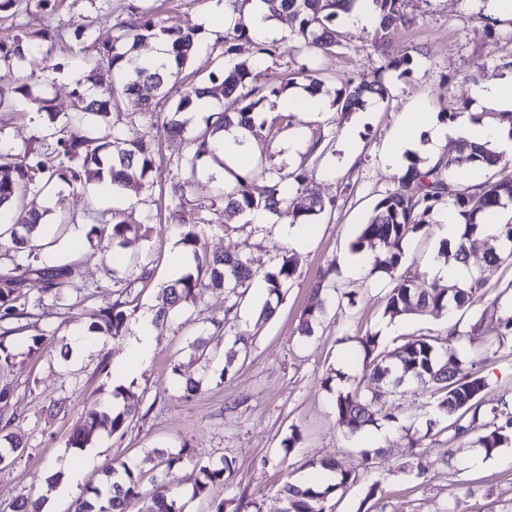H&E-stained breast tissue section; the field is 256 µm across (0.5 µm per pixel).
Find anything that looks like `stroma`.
I'll list each match as a JSON object with an SVG mask.
<instances>
[{
  "instance_id": "obj_1",
  "label": "stroma",
  "mask_w": 512,
  "mask_h": 512,
  "mask_svg": "<svg viewBox=\"0 0 512 512\" xmlns=\"http://www.w3.org/2000/svg\"><path fill=\"white\" fill-rule=\"evenodd\" d=\"M239 12V0H21L13 15L0 22V39L16 37L30 41L36 56H48L46 71L33 70L25 63L0 67V83L27 85L28 95H14L11 111L0 114L15 152L36 147L44 134L36 114L34 98L50 99L55 111L79 113L81 102L73 90L83 71L81 60L93 56V33L105 24L117 25L132 11L149 12L169 25L198 27L199 49L179 76L180 83L206 79L217 66L213 49L219 34L205 29L202 19L215 4ZM405 11L417 17L416 28L397 32L386 44L373 41L372 26L354 29L340 24L343 44L320 55L317 66L329 89L340 88L350 77L371 80L384 76L391 88L389 100L369 101L362 109L341 117L332 108L300 112L290 125L281 127L273 139L253 146L255 159L290 172L304 168L309 176L307 190L325 204L316 231L305 242L285 245L280 230L284 221L266 214L260 232L243 230L248 217L225 214L223 225L206 227L203 238L209 253H222L234 245L238 256L252 269L262 272L273 263L276 251L288 246L297 260V271L275 314L258 322L262 303L256 296L240 304L237 316L224 330L204 334V320L224 313V295L204 291L193 302L172 313L158 329L156 345L139 372L131 378L122 371L128 357V338L90 339L82 351L62 356V342L72 341L77 330L87 329V311L96 310L98 300L86 308L68 313L58 304H47L36 319L38 330L57 337L56 344L43 352L26 355L27 336L7 338L16 359L8 370H0V386L14 390L8 407L14 418L10 434L23 444L22 452L0 466V512L17 499L45 496L44 512H71L74 501L85 495L98 480L100 466L108 461H124L140 475L139 499L130 512H141L163 466L156 455L163 449L184 457L175 473L176 492L185 512H210L211 502L245 494L254 512H282L281 488L286 480H303L320 473V463L328 459L338 468L361 470V452L382 447L384 454L376 469L362 472L359 483L336 493L330 503L333 512H512V462L500 455L472 462L476 450L474 436L449 440L447 435L428 432L433 409L428 391L416 386L390 390L386 402L396 407L398 421L380 422L358 435L345 434L336 420L331 394L322 386L328 373H336L335 386L345 390L362 375L355 362L356 336L365 331L392 335L443 336L448 332L447 316L406 315L389 320L383 315L390 280L386 274H369L367 269L347 272L357 261L350 242L357 224L365 218L382 194L398 188L400 177L385 163L388 141L403 115L417 101L428 104L439 124L456 125L462 116L490 122L494 112L470 109L462 112L444 83L462 81L474 75L476 82L512 76V14L494 10L491 0H404ZM57 32L58 38L45 42L37 38L41 29ZM84 38H76V31ZM411 53L412 73H381L386 55ZM485 61L482 72H474L475 61ZM112 119L123 128L146 132L160 143V175L152 189L123 196L120 208L137 216L166 206L188 202L210 205L217 201L224 168L206 162L194 181H186L176 169V161L187 150L183 141L169 140L162 122L146 123L137 98L119 102ZM321 138L318 151H310L314 138ZM44 202L50 209V223H65L53 246L46 248L47 262L71 256L81 264V281L87 285L111 287L113 278H136L143 263L154 262L153 281L139 298L137 316L151 314L156 289L173 276V261L179 248L176 229L148 225L145 235L128 237L123 249L125 265L116 266L110 254L89 243L74 249L70 241L86 231L94 212L111 208V191L89 184L73 192L56 182ZM438 230L419 234L405 245L400 274L416 286L438 281L436 269L450 261L444 253ZM337 262L343 272L336 286L354 292V307L341 310L334 303H322L312 291L320 270ZM325 304L314 336L299 335L302 311L310 305ZM512 315V294H488L460 315L461 326L481 323L479 336H463L454 346L464 362H477L485 376L484 409H512V335L502 333V321ZM206 335L204 351L192 343ZM248 347L232 370L224 368V351L235 340ZM109 372H102V365ZM201 379L200 392L184 398L181 385L186 378ZM124 385L139 403V419L125 435L106 430L92 432L83 450L67 445L72 430L79 425L87 406L107 399L113 384ZM298 427L301 441L292 452H284L281 442L291 427ZM421 439L417 449L409 448V436ZM231 460V486H211L207 494L194 496L192 484L199 467ZM420 462L424 475L408 470ZM70 465L59 483L51 474L59 466ZM380 482L382 496L366 500L370 484Z\"/></svg>"
}]
</instances>
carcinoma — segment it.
Here are the masks:
<instances>
[{
	"instance_id": "obj_1",
	"label": "carcinoma",
	"mask_w": 512,
	"mask_h": 512,
	"mask_svg": "<svg viewBox=\"0 0 512 512\" xmlns=\"http://www.w3.org/2000/svg\"><path fill=\"white\" fill-rule=\"evenodd\" d=\"M267 17L282 24L292 23L291 35L296 49L306 62L282 79L257 84L258 68L275 58L276 41L256 42L255 59H238V41L250 36L251 28L242 19L224 32L218 42L220 60L208 80L193 83L183 89L170 112L165 116L169 135L184 139L186 121L183 115L204 105L211 95L212 84L218 82L224 96L234 98L237 109L224 112L213 122L205 121V128L187 140L188 150L179 158L177 169L192 181L208 159L216 158L218 145L224 142V131L238 126L252 133L255 139L268 137L275 121L263 120L255 124L252 114L268 96L281 98L286 90L296 84V79L306 81L307 94L318 97L323 93L324 79L315 67V59L321 53L330 52L341 45L338 23L362 0H262ZM373 11L374 38L385 41L400 28L414 24L402 9V0H368ZM148 39L165 40L170 46V65L154 67L140 60L135 51ZM96 56L85 60L84 80L76 84L74 94L83 103V116L74 119L60 116L47 99H37L38 114L46 118L55 129L51 141L41 142V147L56 154L58 169L48 172L36 157L21 156L13 152L4 125L0 124V239L9 245L0 263V367L10 366L16 354L4 343V338L30 327L35 312L48 302L65 298L67 287L81 278L77 260L46 266L41 264V253L53 244L46 240L48 211L42 205V196L56 181L71 188H85L92 181L103 180L109 174L112 198L119 199L129 191L145 188L146 178L155 171V147L144 133L128 134L112 122V109L121 97L135 96L143 101V115L151 121L155 113L152 98L158 95L195 54L198 29L194 26H168L147 13L136 14L130 20L109 28L94 38ZM30 54L29 46L17 37L10 43L0 42V58H16L23 62ZM112 70V84L100 87L89 96L84 82L95 80L100 66ZM413 57L409 53L387 61L385 69L405 76L412 70ZM389 97V86L383 78L373 81L352 77L336 90L332 101L335 112L349 113L365 105L367 100L381 101ZM465 151L471 163L468 182L456 181L453 170L459 164V156L447 152L443 158L429 165L417 154L407 156V169L401 186L380 198L367 218L357 225L351 242V251L365 256L369 250L382 246L384 256L376 255L368 260L370 273L383 272L390 277L391 287L386 295L384 316H398L427 312L438 316L453 307L466 311L477 302V290L486 284L480 277L471 281H455L446 285L432 284L428 288H416L411 280L396 275L405 255V244L413 236L426 231L437 223L439 213L453 207L462 219L461 242L455 247L456 259L466 262L467 256L479 247L486 248L488 265L496 270L512 268V224H501L496 239L498 244L486 247L485 235L488 218L496 209L512 204V179L491 182L484 178L487 170L497 166L501 155L489 145H475L462 138L457 143ZM260 180L262 192L256 194L252 185ZM307 181L303 170L283 173L263 163L251 166L243 175L220 192L224 207H189L180 202L167 206L168 217L164 223L179 232V244L190 254L195 272L175 277L162 285L156 295L154 323L164 325L170 313L203 289L222 290L235 298L224 311L222 318L210 319V325L218 330L231 321L255 279L266 284L268 296L281 298L296 274L294 257L283 253L275 255L271 269L258 274L235 252L228 249L222 254H209L201 243L204 228L224 224V213H251L263 210L290 224H312L325 210L321 199L307 194L305 203L289 200L290 192L301 190ZM416 185L418 191L409 195L406 189ZM138 231V224L128 215L112 222L106 215L89 225L87 238L107 250L122 245L127 234ZM338 273L331 264L313 284L316 294L331 291L333 275ZM151 275H142L128 282H113L115 293L122 297L112 305L91 314L94 322L91 330L106 339L125 335L127 325L135 311L137 296L134 284L146 288ZM324 312V307H308L300 317V334L310 337ZM454 335L406 336L393 340V346L384 343L381 336L370 331L355 337L362 358L364 375L355 386L339 391L333 398L338 422L349 433L357 434L377 424L378 420H395L396 410L384 401L377 400V390L384 385L398 388L414 381L431 392L436 418L429 422L428 430L437 433L452 432V438L483 431L477 439L485 454L512 440V413L481 410L482 393L486 382L476 365H462L456 357ZM110 397L122 400L118 409L112 403H97L84 412V422L89 428L107 427L112 434H124L138 418L139 407L130 401L127 389L119 384L112 387ZM164 465V479L145 503L143 512H183L184 505L173 489V470L181 464L182 457H173L162 449L155 450ZM322 467L335 474V480L325 486L287 483L283 486V512H333L329 504L331 495L355 485L359 475L340 470L333 462ZM98 485L87 490V496L79 497L72 505V512H125L128 502L140 497V477L125 462L107 463L101 470ZM233 477L232 462L225 460L219 465L199 468V477L193 486L198 496L210 486L221 483L230 485ZM41 499L22 498L10 505V512H42ZM247 507L244 497L224 498L213 502L211 512H243Z\"/></svg>"
}]
</instances>
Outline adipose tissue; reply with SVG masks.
<instances>
[{
  "label": "adipose tissue",
  "instance_id": "1",
  "mask_svg": "<svg viewBox=\"0 0 512 512\" xmlns=\"http://www.w3.org/2000/svg\"><path fill=\"white\" fill-rule=\"evenodd\" d=\"M467 96L475 105L503 113V120L495 126L469 120L463 121L457 127L445 126L438 124L431 113L418 109L405 113L395 136L396 144L415 143L421 135H429L433 148L431 159L436 162L443 156V146L462 134L469 142L488 143L498 153L512 155V80L472 85Z\"/></svg>",
  "mask_w": 512,
  "mask_h": 512
}]
</instances>
